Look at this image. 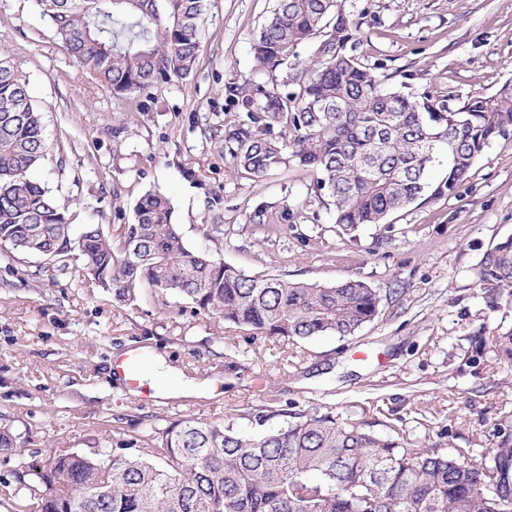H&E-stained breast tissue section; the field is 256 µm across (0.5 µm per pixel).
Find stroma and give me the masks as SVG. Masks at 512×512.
I'll list each match as a JSON object with an SVG mask.
<instances>
[{"mask_svg":"<svg viewBox=\"0 0 512 512\" xmlns=\"http://www.w3.org/2000/svg\"><path fill=\"white\" fill-rule=\"evenodd\" d=\"M359 23L357 54L392 86L466 98L512 88V0H342ZM276 0H205L201 47L186 76L119 95L85 74L35 0H0V55L39 107L48 158L33 173L74 226L118 234L148 192L166 195L194 250L249 275L332 286L354 277L384 310L355 338L321 336L292 360L289 343L247 341L178 295L144 287L133 301L57 275L51 260L0 248V420L41 460L91 439L123 448L149 425L183 417L233 422L269 404L391 422L418 446L465 445L512 425V367L471 338L512 328V302L488 307L471 270L512 237V128L493 139L449 196L390 215L392 232L337 233L303 168L241 174L225 136L242 119L230 82L267 80L252 43ZM146 357L147 401L111 365Z\"/></svg>","mask_w":512,"mask_h":512,"instance_id":"1","label":"stroma"}]
</instances>
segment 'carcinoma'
<instances>
[{"label":"carcinoma","mask_w":512,"mask_h":512,"mask_svg":"<svg viewBox=\"0 0 512 512\" xmlns=\"http://www.w3.org/2000/svg\"><path fill=\"white\" fill-rule=\"evenodd\" d=\"M77 64L115 93L185 76L200 50L203 0H36ZM358 24L339 0H277L252 49L264 82L224 85L247 121L225 143L237 168L261 179L292 165L316 174L314 189L353 238L420 199L448 153L433 195L451 194L477 158L512 126V94L450 95L395 88L356 55ZM310 48L307 58L299 49ZM280 136L274 137V127ZM47 159L40 111L23 76L0 57V245L52 259L59 274L122 303L144 286L177 294L248 339L298 345L349 338L377 318L382 296L348 278L325 287L250 276L192 250L166 196L147 193L119 236L97 224L74 231L49 190L31 178ZM473 275L490 305L512 302V237L488 249ZM512 359V329L473 338ZM282 417L276 427L266 423ZM258 429L183 417L149 427L131 454L94 442L45 460L23 458L20 434L0 425V454L18 457L0 480L10 512H512V426L492 447L451 450L404 442L328 408L255 415Z\"/></svg>","instance_id":"obj_1"}]
</instances>
